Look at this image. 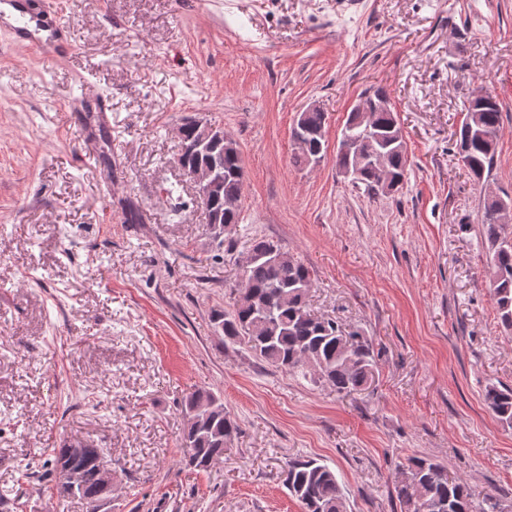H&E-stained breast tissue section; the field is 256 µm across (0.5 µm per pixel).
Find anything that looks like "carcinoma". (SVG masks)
Here are the masks:
<instances>
[{
    "instance_id": "cac0c4a2",
    "label": "carcinoma",
    "mask_w": 512,
    "mask_h": 512,
    "mask_svg": "<svg viewBox=\"0 0 512 512\" xmlns=\"http://www.w3.org/2000/svg\"><path fill=\"white\" fill-rule=\"evenodd\" d=\"M304 125L314 133L325 131L327 113L316 109L301 113ZM502 126L499 102L470 113L469 124L459 130V153L464 166L477 180L494 164L497 140ZM177 164L192 168L207 164L217 168L221 184L210 206L203 208L205 223L218 230L213 239L219 253H231V233L239 224L240 211L226 208L229 201L241 200L244 174L237 143L228 139L215 142L207 149H193L197 139L194 122L183 124ZM373 148L381 151L392 174L388 188L405 179L407 167L406 142L395 112L375 113ZM321 139L311 140L307 152L297 153L294 163L305 166L316 160ZM353 184L370 193L384 192L373 173L362 164L352 172ZM506 205L487 198L483 204L480 224L482 235L492 251L489 285L492 289L501 322L512 327V244L506 236V225L499 220ZM250 251L254 253L235 288L234 301L227 310H217L213 318L224 336L245 343L255 357L276 369L311 376L332 388L338 395L363 391L373 380L376 361L371 343L360 330L346 328L333 319L316 315L308 303L311 274L308 267L291 255L281 244L255 238ZM485 401L504 424L512 426V388L490 386ZM189 416L182 432V447L189 454V464L205 471L224 457L228 444L238 433V425L216 394L197 390L187 396L181 406ZM101 448H88L75 460L67 457V449H53L47 461L45 476L55 481L57 493L65 497L60 485V469L72 462L84 471L85 487L74 496L91 504L101 492L99 459ZM399 495L412 506V512H498V503L487 497L475 502L469 484L448 476L439 463L423 457H410L401 469ZM288 491L302 506L303 512H345L343 493L335 472L314 459L295 458L286 470Z\"/></svg>"
}]
</instances>
